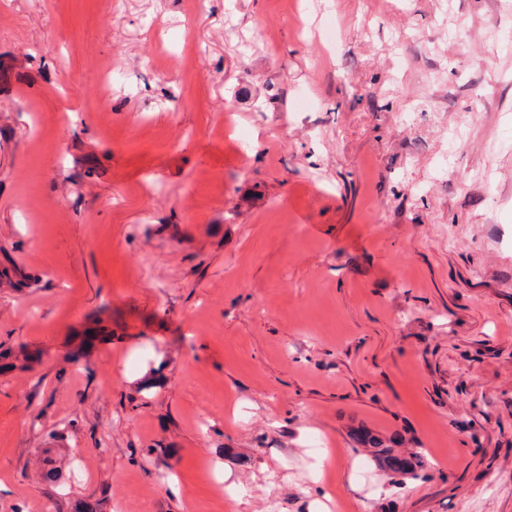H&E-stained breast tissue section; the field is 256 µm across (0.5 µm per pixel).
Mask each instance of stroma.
I'll return each instance as SVG.
<instances>
[{
  "mask_svg": "<svg viewBox=\"0 0 512 512\" xmlns=\"http://www.w3.org/2000/svg\"><path fill=\"white\" fill-rule=\"evenodd\" d=\"M1 270L0 512H512V0H0ZM359 432H361L363 435L361 444L365 448H374L370 455L376 466L382 467L383 460H387L392 458L391 456H395L393 455V447L398 444V441L395 438H389L388 440H385L379 436H376L367 429H360ZM396 460L397 468L386 469L410 479H419L428 467L426 455L420 450L410 451L403 458Z\"/></svg>",
  "mask_w": 512,
  "mask_h": 512,
  "instance_id": "1",
  "label": "stroma"
}]
</instances>
